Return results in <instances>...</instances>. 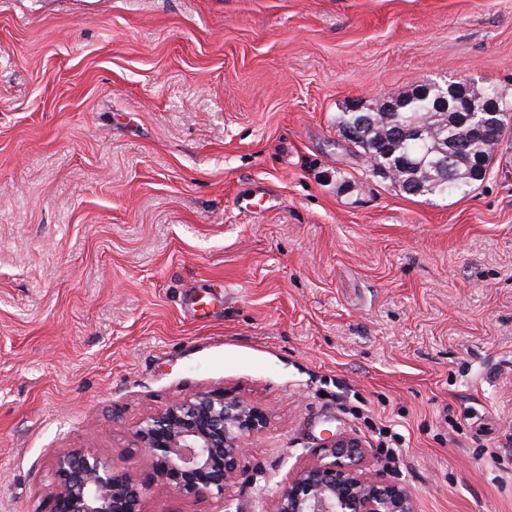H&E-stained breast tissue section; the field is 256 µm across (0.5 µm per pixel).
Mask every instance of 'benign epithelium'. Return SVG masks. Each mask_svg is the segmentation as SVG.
Here are the masks:
<instances>
[{"mask_svg":"<svg viewBox=\"0 0 512 512\" xmlns=\"http://www.w3.org/2000/svg\"><path fill=\"white\" fill-rule=\"evenodd\" d=\"M472 106L467 120L478 131L512 127V114ZM266 426L257 408L224 392L198 391L170 402L137 427V448L154 465L160 491L224 501V491L239 478L245 440ZM363 443L350 434H333L306 466L281 483L272 512H414L406 488L356 465ZM53 512H142L150 485L103 461L95 452L74 449L53 464Z\"/></svg>","mask_w":512,"mask_h":512,"instance_id":"7a95c632","label":"benign epithelium"}]
</instances>
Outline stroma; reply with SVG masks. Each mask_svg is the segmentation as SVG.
Instances as JSON below:
<instances>
[{
  "label": "stroma",
  "mask_w": 512,
  "mask_h": 512,
  "mask_svg": "<svg viewBox=\"0 0 512 512\" xmlns=\"http://www.w3.org/2000/svg\"><path fill=\"white\" fill-rule=\"evenodd\" d=\"M451 81L512 89V0H0V512L75 448L151 481L137 426L199 390L268 416L231 512L334 433L415 512H512V133L447 197L338 136Z\"/></svg>",
  "instance_id": "stroma-1"
}]
</instances>
